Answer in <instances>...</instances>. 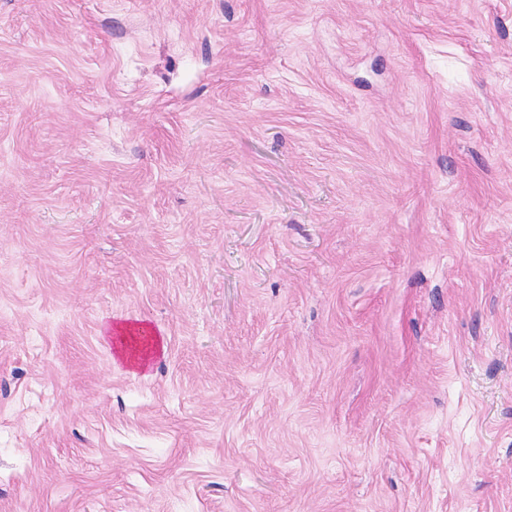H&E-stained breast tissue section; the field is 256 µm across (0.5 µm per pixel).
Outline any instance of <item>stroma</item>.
<instances>
[{
	"mask_svg": "<svg viewBox=\"0 0 512 512\" xmlns=\"http://www.w3.org/2000/svg\"><path fill=\"white\" fill-rule=\"evenodd\" d=\"M0 512H512V0H0ZM117 324L114 326V335L112 336V322L105 324V332L113 337L114 353L112 354V361L123 362L132 368H144L148 364V360L160 353L165 349L163 340L159 338L158 334L154 331L151 332V339L153 340L148 349L132 350L130 340L135 337V334L143 332L146 327L129 322L128 317L118 316L115 317Z\"/></svg>",
	"mask_w": 512,
	"mask_h": 512,
	"instance_id": "1",
	"label": "stroma"
}]
</instances>
